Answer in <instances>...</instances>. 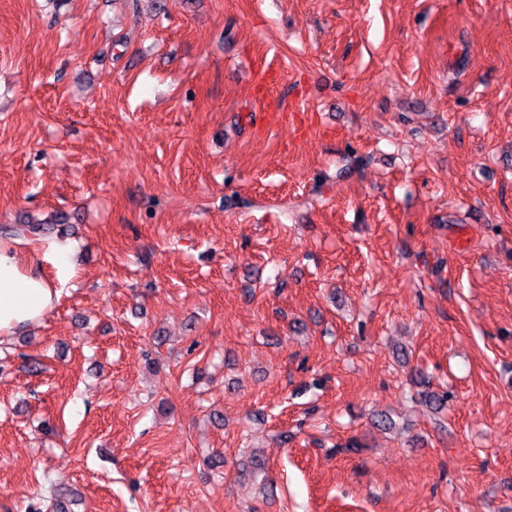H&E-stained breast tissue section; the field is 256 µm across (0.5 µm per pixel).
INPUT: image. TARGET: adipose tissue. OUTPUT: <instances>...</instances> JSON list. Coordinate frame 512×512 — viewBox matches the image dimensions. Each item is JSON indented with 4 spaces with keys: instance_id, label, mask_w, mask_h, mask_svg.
I'll list each match as a JSON object with an SVG mask.
<instances>
[{
    "instance_id": "obj_1",
    "label": "adipose tissue",
    "mask_w": 512,
    "mask_h": 512,
    "mask_svg": "<svg viewBox=\"0 0 512 512\" xmlns=\"http://www.w3.org/2000/svg\"><path fill=\"white\" fill-rule=\"evenodd\" d=\"M57 291L10 245L0 242V339L40 321L52 307Z\"/></svg>"
}]
</instances>
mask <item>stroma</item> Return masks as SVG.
<instances>
[{
    "instance_id": "1",
    "label": "stroma",
    "mask_w": 512,
    "mask_h": 512,
    "mask_svg": "<svg viewBox=\"0 0 512 512\" xmlns=\"http://www.w3.org/2000/svg\"><path fill=\"white\" fill-rule=\"evenodd\" d=\"M59 213L0 512H512V0H0V231ZM50 261L67 276L75 275L76 263L73 260V250L69 245L54 244Z\"/></svg>"
}]
</instances>
